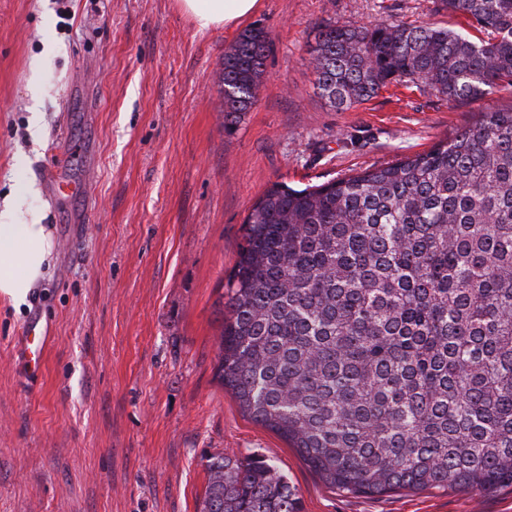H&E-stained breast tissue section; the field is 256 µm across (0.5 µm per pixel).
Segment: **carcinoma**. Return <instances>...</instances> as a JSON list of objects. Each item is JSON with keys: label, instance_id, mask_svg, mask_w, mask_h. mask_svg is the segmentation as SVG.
I'll return each instance as SVG.
<instances>
[{"label": "carcinoma", "instance_id": "1", "mask_svg": "<svg viewBox=\"0 0 512 512\" xmlns=\"http://www.w3.org/2000/svg\"><path fill=\"white\" fill-rule=\"evenodd\" d=\"M488 38L430 25L316 28L335 109L412 82L477 101L512 82V0H437ZM266 34L224 51V112L256 101ZM216 375L244 412L349 494L512 487V107L361 175L274 183L219 300ZM199 512H303L259 456L205 458Z\"/></svg>", "mask_w": 512, "mask_h": 512}]
</instances>
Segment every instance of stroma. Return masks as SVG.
Masks as SVG:
<instances>
[{"label":"stroma","instance_id":"35a3bbf8","mask_svg":"<svg viewBox=\"0 0 512 512\" xmlns=\"http://www.w3.org/2000/svg\"><path fill=\"white\" fill-rule=\"evenodd\" d=\"M258 2L236 26L201 30L178 0H0V200L23 167L21 207L56 241L27 304L0 298V512H198L214 454L270 459L305 512H512V488L334 489L215 377V303L273 182L355 176L512 106L502 81L452 103L392 83L334 109L314 86L318 22L480 31L433 0ZM254 25L264 74L229 129L224 51ZM80 151L89 195L59 199L44 170ZM36 316L50 336L35 371L16 338Z\"/></svg>","mask_w":512,"mask_h":512}]
</instances>
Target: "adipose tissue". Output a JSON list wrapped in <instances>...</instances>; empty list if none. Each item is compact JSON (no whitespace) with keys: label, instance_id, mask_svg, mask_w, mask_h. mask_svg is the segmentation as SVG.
I'll return each mask as SVG.
<instances>
[{"label":"adipose tissue","instance_id":"obj_1","mask_svg":"<svg viewBox=\"0 0 512 512\" xmlns=\"http://www.w3.org/2000/svg\"><path fill=\"white\" fill-rule=\"evenodd\" d=\"M257 5L258 0H179L201 30L236 24ZM54 251L51 225L27 222L14 206L0 207V296L24 302L48 273Z\"/></svg>","mask_w":512,"mask_h":512}]
</instances>
